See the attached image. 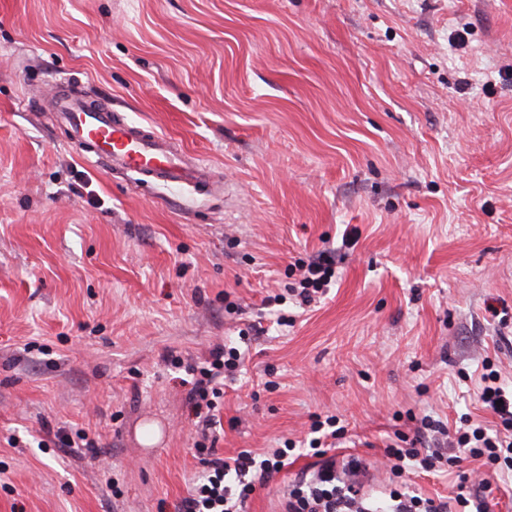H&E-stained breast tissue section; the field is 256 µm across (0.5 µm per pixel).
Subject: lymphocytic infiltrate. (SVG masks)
Instances as JSON below:
<instances>
[{
    "label": "lymphocytic infiltrate",
    "mask_w": 512,
    "mask_h": 512,
    "mask_svg": "<svg viewBox=\"0 0 512 512\" xmlns=\"http://www.w3.org/2000/svg\"><path fill=\"white\" fill-rule=\"evenodd\" d=\"M300 276L288 286L286 294L276 295L279 303L294 301L301 306L316 302L336 274L334 263L318 257L299 263ZM242 361L238 348L218 345L207 358L206 367L200 368L189 392V399L197 418L203 426L213 423L214 400L220 395V379L234 372ZM336 425L335 416L316 421V436L310 442L318 467L313 472L298 475L289 485L284 502V512H448L450 504L473 507L474 512H487L485 484L472 476H464L457 486L453 501L424 498L402 490L389 493L386 506L369 501L361 491L363 467L350 459L337 462L326 448L330 430ZM455 445L424 452L421 438H413L407 448H390L386 451L392 475H400L406 463L418 464L424 471L457 462L459 455L475 460L483 458L499 462L512 470V437L492 436L483 427H459L454 431ZM202 457L206 474L192 493L181 500L179 512H244V506L256 484L268 482L279 473L288 457L284 448H274L263 455L240 451L233 457H218L206 440L195 443Z\"/></svg>",
    "instance_id": "1"
}]
</instances>
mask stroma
Here are the masks:
<instances>
[{
	"instance_id": "35a3bbf8",
	"label": "stroma",
	"mask_w": 512,
	"mask_h": 512,
	"mask_svg": "<svg viewBox=\"0 0 512 512\" xmlns=\"http://www.w3.org/2000/svg\"><path fill=\"white\" fill-rule=\"evenodd\" d=\"M510 65L512 0H0V512H176L203 473L188 369L254 323L218 456L333 414L372 500L477 471L512 512L500 465L393 481L385 457L427 415L499 428L483 366L512 389ZM64 81L217 188L80 157L46 106ZM326 251L320 303L264 306Z\"/></svg>"
}]
</instances>
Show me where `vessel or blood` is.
Returning <instances> with one entry per match:
<instances>
[{
	"mask_svg": "<svg viewBox=\"0 0 512 512\" xmlns=\"http://www.w3.org/2000/svg\"><path fill=\"white\" fill-rule=\"evenodd\" d=\"M52 105L69 132L72 149L102 162L109 170L133 171L153 180L187 185L210 178V170L197 166L171 138L145 133L116 118L109 107L92 104L75 88L55 93Z\"/></svg>",
	"mask_w": 512,
	"mask_h": 512,
	"instance_id": "obj_1",
	"label": "vessel or blood"
}]
</instances>
